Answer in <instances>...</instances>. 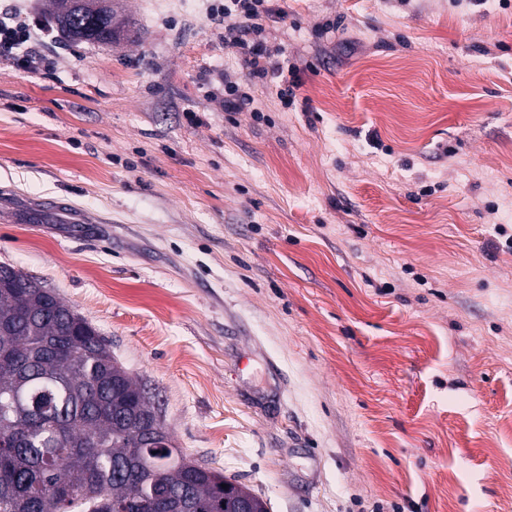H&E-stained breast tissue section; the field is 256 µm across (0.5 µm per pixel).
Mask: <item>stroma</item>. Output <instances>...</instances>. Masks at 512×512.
<instances>
[{
    "label": "stroma",
    "instance_id": "obj_1",
    "mask_svg": "<svg viewBox=\"0 0 512 512\" xmlns=\"http://www.w3.org/2000/svg\"><path fill=\"white\" fill-rule=\"evenodd\" d=\"M110 3L0 59V264L269 512H512V0H279L230 115L208 0ZM57 2V0L51 1L52 8L49 12L50 17L57 21L72 39L95 42H112V30L110 29V21L107 15L98 16L97 21L99 22H96L93 27L82 32L77 30L73 24L67 23L59 14ZM53 4L55 5V8Z\"/></svg>",
    "mask_w": 512,
    "mask_h": 512
}]
</instances>
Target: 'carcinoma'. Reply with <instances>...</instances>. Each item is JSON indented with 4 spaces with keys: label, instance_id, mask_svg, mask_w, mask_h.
Masks as SVG:
<instances>
[{
    "label": "carcinoma",
    "instance_id": "1",
    "mask_svg": "<svg viewBox=\"0 0 512 512\" xmlns=\"http://www.w3.org/2000/svg\"><path fill=\"white\" fill-rule=\"evenodd\" d=\"M50 17L75 40L112 41L109 17L85 31L55 7ZM0 286V512H235L238 496L256 512L266 503L248 488L167 443L151 448L135 412L150 418L138 382L120 366L99 332L26 275ZM150 452L165 465L161 481L190 497L152 498L150 481L129 464ZM236 495L224 494L222 485Z\"/></svg>",
    "mask_w": 512,
    "mask_h": 512
}]
</instances>
